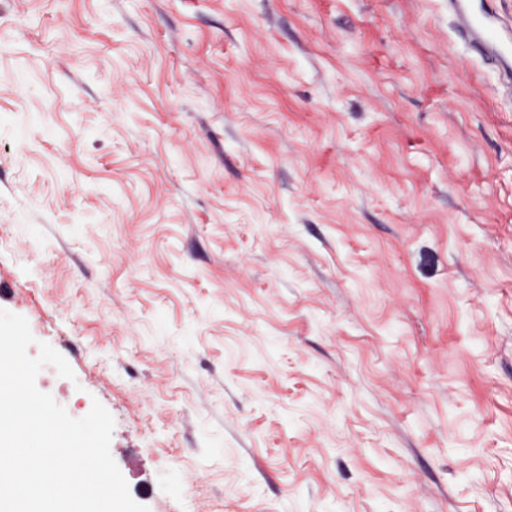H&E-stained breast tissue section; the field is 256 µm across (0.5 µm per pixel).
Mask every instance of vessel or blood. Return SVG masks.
Masks as SVG:
<instances>
[{
  "instance_id": "b4317fda",
  "label": "vessel or blood",
  "mask_w": 512,
  "mask_h": 512,
  "mask_svg": "<svg viewBox=\"0 0 512 512\" xmlns=\"http://www.w3.org/2000/svg\"><path fill=\"white\" fill-rule=\"evenodd\" d=\"M448 14L458 36L496 72L512 98V25L487 6V0H448Z\"/></svg>"
}]
</instances>
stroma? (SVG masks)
<instances>
[{
  "label": "stroma",
  "instance_id": "35a3bbf8",
  "mask_svg": "<svg viewBox=\"0 0 512 512\" xmlns=\"http://www.w3.org/2000/svg\"><path fill=\"white\" fill-rule=\"evenodd\" d=\"M448 0H0V309L149 512H512V104Z\"/></svg>",
  "mask_w": 512,
  "mask_h": 512
}]
</instances>
